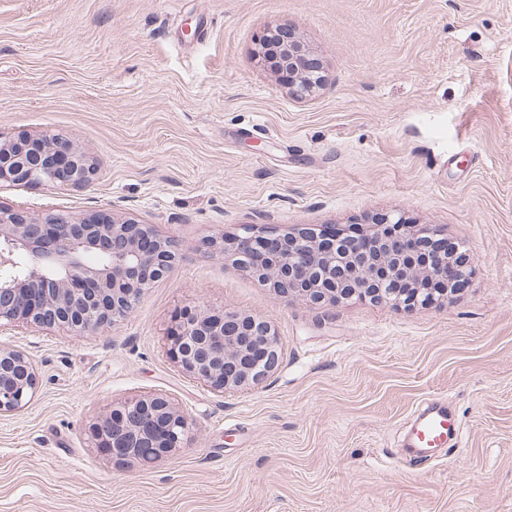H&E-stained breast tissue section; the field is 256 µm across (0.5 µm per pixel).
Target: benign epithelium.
Here are the masks:
<instances>
[{"label":"benign epithelium","instance_id":"benign-epithelium-1","mask_svg":"<svg viewBox=\"0 0 512 512\" xmlns=\"http://www.w3.org/2000/svg\"><path fill=\"white\" fill-rule=\"evenodd\" d=\"M267 32L258 57L275 51L288 70V93L307 98L325 84L324 65L290 34ZM96 172L84 151L63 134L20 133L0 140V184L54 188L89 184ZM209 247L249 270L280 297L331 304L356 296L404 309L448 301L475 257L439 230L382 215L360 235L324 227L279 233L244 228ZM178 244L150 224L116 220L105 211L78 217H32L0 207V328H64L77 336L126 319L145 292L172 268ZM166 355L182 372L218 393L261 384L278 369L281 342L263 317L184 309L167 335ZM39 386L27 353L0 345V415L25 408ZM187 418L166 396L149 394L112 405L90 428L95 448L117 464L154 451L158 461L184 447Z\"/></svg>","mask_w":512,"mask_h":512}]
</instances>
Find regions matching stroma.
Wrapping results in <instances>:
<instances>
[{"label": "stroma", "instance_id": "obj_1", "mask_svg": "<svg viewBox=\"0 0 512 512\" xmlns=\"http://www.w3.org/2000/svg\"><path fill=\"white\" fill-rule=\"evenodd\" d=\"M279 25L324 63L310 98L256 55ZM58 132L92 183L0 205L133 218L180 255L101 334L0 332L39 375L0 415V512H512V0H0V137ZM383 214L471 250L465 288L412 311L287 301L205 246ZM195 306L269 320L278 370L224 394L181 372L166 336ZM152 393L189 417L186 448L92 447L100 414ZM431 398L459 444L407 456Z\"/></svg>", "mask_w": 512, "mask_h": 512}]
</instances>
